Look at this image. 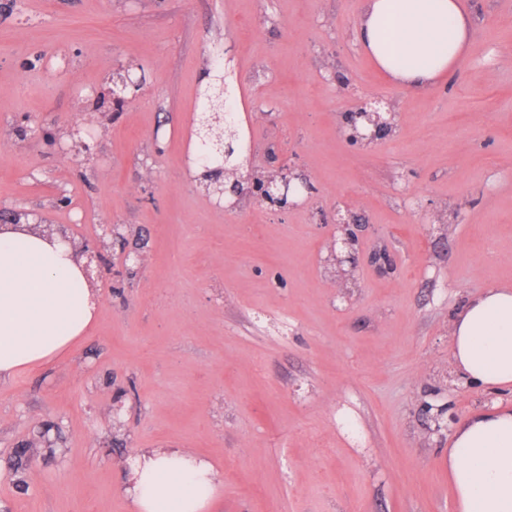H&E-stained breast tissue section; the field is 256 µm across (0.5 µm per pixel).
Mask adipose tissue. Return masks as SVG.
I'll use <instances>...</instances> for the list:
<instances>
[{"mask_svg":"<svg viewBox=\"0 0 512 512\" xmlns=\"http://www.w3.org/2000/svg\"><path fill=\"white\" fill-rule=\"evenodd\" d=\"M472 28L460 0H365L361 49L393 82L425 90L460 65ZM85 259L60 237L29 224L0 227V381L67 352L95 319L100 298ZM451 353L479 386L512 383V291L488 289L457 315ZM457 512H512V412L473 416L448 450ZM216 489L211 463L180 448L146 449L126 490L134 512H207Z\"/></svg>","mask_w":512,"mask_h":512,"instance_id":"obj_1","label":"adipose tissue"}]
</instances>
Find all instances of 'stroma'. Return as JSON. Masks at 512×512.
<instances>
[{
  "label": "stroma",
  "instance_id": "1",
  "mask_svg": "<svg viewBox=\"0 0 512 512\" xmlns=\"http://www.w3.org/2000/svg\"><path fill=\"white\" fill-rule=\"evenodd\" d=\"M464 3L465 63L419 93L360 49L363 0H0V210L124 236L84 336L0 384V512H133L149 448L214 464L210 512H456V425L512 407L450 352L468 301L512 289V0ZM221 54L245 164L309 178L297 206L223 210L191 182ZM124 68L142 86L98 122ZM371 98L395 129L359 147L342 120ZM340 210L362 221L344 288Z\"/></svg>",
  "mask_w": 512,
  "mask_h": 512
}]
</instances>
